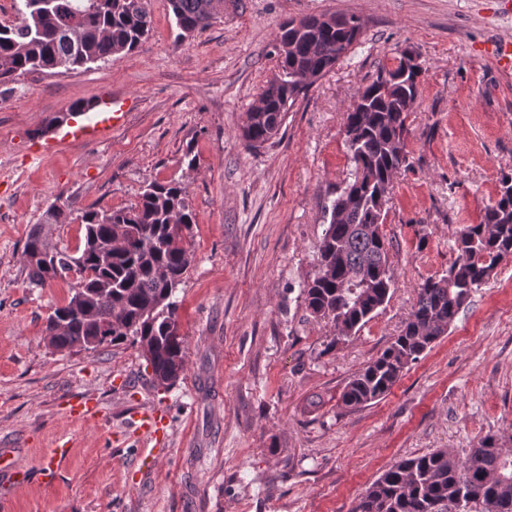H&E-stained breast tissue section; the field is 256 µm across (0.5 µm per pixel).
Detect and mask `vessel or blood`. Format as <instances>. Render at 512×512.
Segmentation results:
<instances>
[{
  "mask_svg": "<svg viewBox=\"0 0 512 512\" xmlns=\"http://www.w3.org/2000/svg\"><path fill=\"white\" fill-rule=\"evenodd\" d=\"M130 109V98L122 94L115 93L92 101L85 112L72 116L50 135L33 143L32 152L43 155L56 152L67 144L107 139L113 130L124 125ZM128 416L140 436L158 443L165 440L168 420L162 412L134 407Z\"/></svg>",
  "mask_w": 512,
  "mask_h": 512,
  "instance_id": "b4317fda",
  "label": "vessel or blood"
}]
</instances>
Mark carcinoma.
Listing matches in <instances>:
<instances>
[{"label": "carcinoma", "mask_w": 512, "mask_h": 512, "mask_svg": "<svg viewBox=\"0 0 512 512\" xmlns=\"http://www.w3.org/2000/svg\"><path fill=\"white\" fill-rule=\"evenodd\" d=\"M214 0H169L177 38L210 25ZM18 22L0 26V84L34 71L66 73L109 57L131 53L149 39L152 20L148 0H20ZM356 15H333L332 23L316 16L280 25L274 42L293 41L292 52L279 57V77L267 82L264 110L253 113L241 136L250 149L276 138L289 109L307 93L299 78L324 73L348 51L359 33L347 27ZM405 52L388 72L390 86L374 79L364 88L365 111L347 114L345 127L356 132L351 151L354 178L326 209L329 222L318 249L317 270L302 289L306 308L358 332L389 299L394 273L381 226L386 209L380 192H391L392 177L409 167L405 135L420 80L406 69ZM362 203L351 208L346 198ZM85 228L83 246L70 252L50 243L36 226L24 243V255L39 253L46 261H27L29 283L45 287L68 279V302L54 309L46 336L57 350L95 351L126 340L138 346L153 382L166 389L184 366L186 337L175 300L193 261L191 231L195 216L187 188L180 182L148 184L130 207L85 210L73 215L52 204L44 224ZM457 259L448 273L425 279L403 330L382 353L352 375L340 396L341 406L356 410L383 399L403 372L448 332L474 289L512 258V180H501L499 198L484 209L478 224L456 233ZM369 277L367 288L343 287L353 271ZM512 435H490L481 447L460 459L446 449L395 462L360 496L353 512H449L471 504L481 512H512Z\"/></svg>", "instance_id": "cac0c4a2"}]
</instances>
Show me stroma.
<instances>
[{"instance_id":"stroma-1","label":"stroma","mask_w":512,"mask_h":512,"mask_svg":"<svg viewBox=\"0 0 512 512\" xmlns=\"http://www.w3.org/2000/svg\"><path fill=\"white\" fill-rule=\"evenodd\" d=\"M148 7L141 49L0 85V457L14 463L0 471V512H352L400 459L437 448L463 458L512 433V260L385 398L338 404L403 329L419 285L455 261L456 231L479 223L512 176V70L487 52L512 35L500 0H222L208 28L181 40L168 0ZM325 13L361 17L358 40L290 108L280 138L248 149L240 129L278 71L279 26ZM405 47L425 71L407 120L411 166L393 180L382 226L395 288L340 340L301 290L324 209L353 178L347 113ZM115 91L133 106L109 139L32 155L72 103ZM169 180L186 186L196 222L177 290L185 370L164 389L131 343L50 345L46 319L69 285L30 287L23 246L57 197L77 212L127 207ZM85 395L99 414L70 418L68 399ZM134 405L168 417L151 468L148 441L123 437ZM61 440L63 460L50 453Z\"/></svg>"}]
</instances>
